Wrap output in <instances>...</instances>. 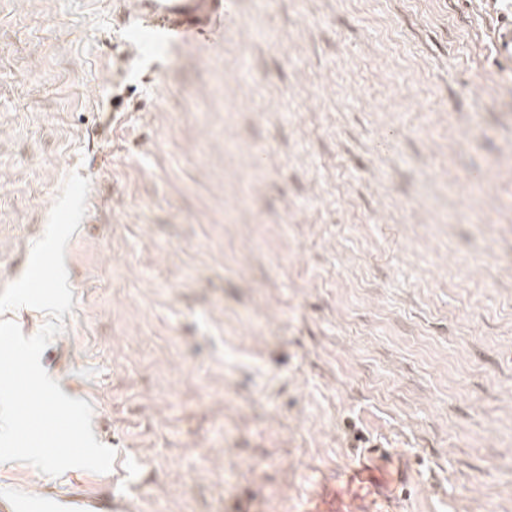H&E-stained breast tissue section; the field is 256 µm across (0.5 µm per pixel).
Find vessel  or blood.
<instances>
[{"mask_svg":"<svg viewBox=\"0 0 512 512\" xmlns=\"http://www.w3.org/2000/svg\"><path fill=\"white\" fill-rule=\"evenodd\" d=\"M226 8V0H137L139 28L158 51L186 42ZM0 512H112V481L103 479L92 489L76 481L36 496L4 484L0 486Z\"/></svg>","mask_w":512,"mask_h":512,"instance_id":"b4317fda","label":"vessel or blood"}]
</instances>
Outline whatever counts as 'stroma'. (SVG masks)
Instances as JSON below:
<instances>
[{
  "label": "stroma",
  "mask_w": 512,
  "mask_h": 512,
  "mask_svg": "<svg viewBox=\"0 0 512 512\" xmlns=\"http://www.w3.org/2000/svg\"><path fill=\"white\" fill-rule=\"evenodd\" d=\"M510 16L235 0L116 114L112 0H0V290L87 178L41 364L119 512H512Z\"/></svg>",
  "instance_id": "1"
}]
</instances>
